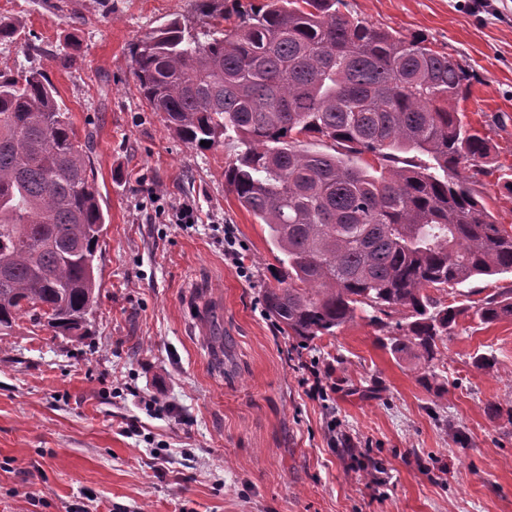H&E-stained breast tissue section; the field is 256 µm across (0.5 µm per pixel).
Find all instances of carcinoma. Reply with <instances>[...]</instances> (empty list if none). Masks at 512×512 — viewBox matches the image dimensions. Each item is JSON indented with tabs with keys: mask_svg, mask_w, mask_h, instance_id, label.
<instances>
[{
	"mask_svg": "<svg viewBox=\"0 0 512 512\" xmlns=\"http://www.w3.org/2000/svg\"><path fill=\"white\" fill-rule=\"evenodd\" d=\"M341 6L249 0L226 29L201 0V28L171 20L133 44L134 75L184 144L239 143L224 180L279 252L262 298L280 331L307 343L369 308L431 389L458 315L512 317V296L452 306L433 292L512 274V227L468 186L490 145L464 122L462 65ZM56 96L36 67L0 71V336L25 316L85 336L97 303L106 217Z\"/></svg>",
	"mask_w": 512,
	"mask_h": 512,
	"instance_id": "1",
	"label": "carcinoma"
}]
</instances>
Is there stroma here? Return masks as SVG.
Masks as SVG:
<instances>
[{"instance_id":"obj_1","label":"stroma","mask_w":512,"mask_h":512,"mask_svg":"<svg viewBox=\"0 0 512 512\" xmlns=\"http://www.w3.org/2000/svg\"><path fill=\"white\" fill-rule=\"evenodd\" d=\"M489 2L478 15L458 0L344 11L424 35L468 70L461 107L491 145L473 187L510 226L498 178L512 170V0ZM174 18L200 24L199 0H0L18 31L0 71L26 42L42 47L37 66L93 145L106 213L90 335L25 321L0 338V512H512V317H459L434 363L439 392L368 320L305 345L282 335L262 301L266 227L224 181L236 143L187 147L136 89L132 43ZM185 204L197 223H174ZM314 370L326 397L306 390Z\"/></svg>"}]
</instances>
